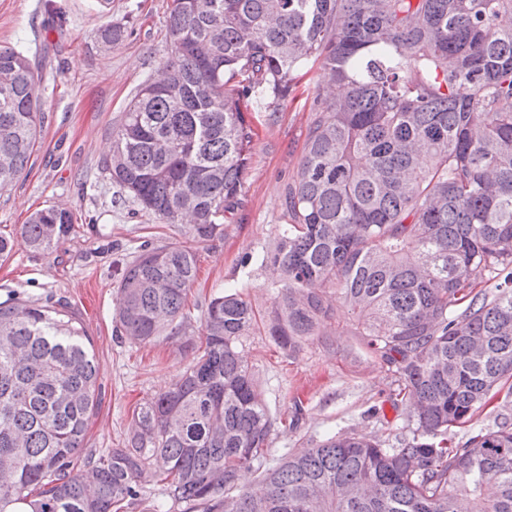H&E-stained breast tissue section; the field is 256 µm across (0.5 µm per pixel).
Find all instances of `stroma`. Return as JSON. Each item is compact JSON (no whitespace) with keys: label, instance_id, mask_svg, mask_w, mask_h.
<instances>
[{"label":"stroma","instance_id":"obj_1","mask_svg":"<svg viewBox=\"0 0 512 512\" xmlns=\"http://www.w3.org/2000/svg\"><path fill=\"white\" fill-rule=\"evenodd\" d=\"M168 0H0V47L45 60L38 88L43 120L26 170L0 193V235L13 250L0 258V299L18 293L63 299L79 314L98 365L99 404L90 418L85 450L123 447L134 407L169 389L190 358L180 338L135 345L115 332L116 286L141 244H183L181 225L160 224L122 195L104 169L112 133L137 87L169 57ZM132 34L117 46L101 43L102 27ZM312 71L293 98L257 113L253 158L243 203L225 214L222 231L197 247L198 274L188 306L201 320L209 300L230 285L259 308L272 302L270 270L247 271L242 261L273 243L288 218L284 197L296 178L318 86ZM48 205L72 210L74 230L52 254L29 250L19 229ZM318 336L295 356L269 337L248 336L244 356L264 391L276 424L266 451L274 460L326 434L354 430L391 443L407 426L406 408H393L392 375L345 332L341 301Z\"/></svg>","mask_w":512,"mask_h":512}]
</instances>
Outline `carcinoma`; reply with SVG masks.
Returning a JSON list of instances; mask_svg holds the SVG:
<instances>
[{
	"label": "carcinoma",
	"mask_w": 512,
	"mask_h": 512,
	"mask_svg": "<svg viewBox=\"0 0 512 512\" xmlns=\"http://www.w3.org/2000/svg\"><path fill=\"white\" fill-rule=\"evenodd\" d=\"M166 31L171 57L126 105L106 171L189 243L124 268L117 332L146 344L189 328L194 244L242 203L253 99L284 101L318 67L344 94L316 96L288 223L254 257L278 274L273 303L211 298L181 378L134 409L124 447L83 457L98 384L78 315L0 301V512H125L148 478L183 512H457L461 495L512 512V412L448 445L512 380V0H169ZM39 82L0 47V192L33 154ZM73 224L50 205L21 234L51 254ZM328 289L411 428L388 447L335 432L270 464L276 418L240 348L262 332L300 352ZM245 468L256 487H238Z\"/></svg>",
	"instance_id": "carcinoma-1"
}]
</instances>
